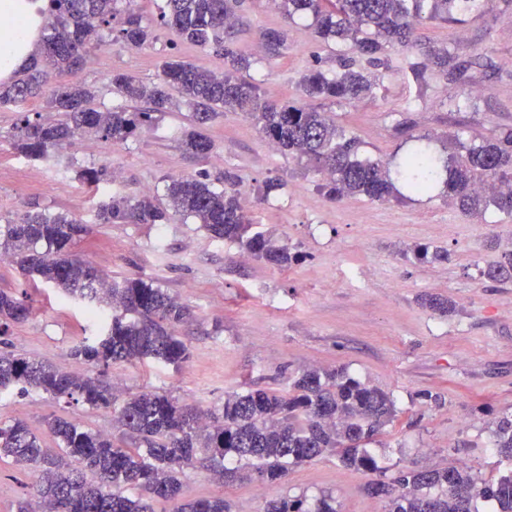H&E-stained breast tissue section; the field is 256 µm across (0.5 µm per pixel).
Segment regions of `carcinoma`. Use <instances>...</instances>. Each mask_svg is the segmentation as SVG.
Instances as JSON below:
<instances>
[{"label":"carcinoma","instance_id":"obj_1","mask_svg":"<svg viewBox=\"0 0 512 512\" xmlns=\"http://www.w3.org/2000/svg\"><path fill=\"white\" fill-rule=\"evenodd\" d=\"M285 20L311 18L316 40L358 52L373 64L386 47L406 46L415 24L438 23L460 14L483 11L486 0H271ZM240 0H165L161 21L187 42L224 56V73L182 60L165 62L157 81L144 83L114 71L110 83L123 97L144 107L129 111L115 105L105 111L90 107L92 87L66 82L85 60L88 46L111 27L112 42L143 49L157 39L155 29L134 8V0H42L39 17L47 19L23 76L0 82V106L16 105L46 93L58 118L23 115L12 136V148L25 156L46 159L68 146L80 132L124 143L137 129L172 111L170 90L191 109L190 127L180 137L192 156H206L214 143L201 127L226 112H239L258 128L262 138L284 155L313 164L326 180L322 189L332 199L365 197L385 201L400 194L388 163L358 157L359 142L346 137L336 117L315 102L353 104L370 93L371 83L346 56L330 74L318 68L302 79V100L283 102L261 95L246 79L251 62L234 48L240 29ZM287 40L279 29L261 32L265 54L273 57ZM454 152L442 155L422 143L404 155L396 174L413 196L436 186L461 212L481 213L489 207L512 215V134L468 142L454 136ZM237 177L224 173V185L209 175L166 179L167 206L149 192L118 193L100 206V224H163L175 216L193 218L210 237L237 245L240 255L286 269L301 256L260 231L242 206ZM88 233L82 220L66 214L27 211L0 224V253L35 285H45L85 303L98 312L88 318L101 325L71 348L83 364L104 369L115 363L146 360L181 368L190 349L176 328L192 319L178 298L141 278L108 280L74 251ZM482 275L493 282L512 280V249ZM426 308L456 311L451 300L421 298ZM27 300L0 292V335L25 320ZM37 392L66 404L81 402L112 410V436L55 417L49 422L57 447L45 446L26 422L0 421V460L34 478L32 498L18 512H153L150 504L125 494L142 487L158 499L175 502L182 495L188 468L206 467L224 481L232 459L251 469L260 481L282 483L288 468L338 452L339 461L355 470L376 472L378 495L386 512H423L431 502L436 512H512V473L495 481L476 477L464 463L403 473L394 479L362 448L395 417L394 403L383 390L360 383L347 371L316 368L304 371L287 393L269 390L232 392L214 412L181 403L166 392L144 389L119 399L112 386L83 372L63 370L34 357L0 353V396ZM499 456L512 461V418L502 417L491 429ZM173 512H229L224 497L201 498L178 505ZM265 512H339L336 498L323 494L282 497L266 503Z\"/></svg>","mask_w":512,"mask_h":512}]
</instances>
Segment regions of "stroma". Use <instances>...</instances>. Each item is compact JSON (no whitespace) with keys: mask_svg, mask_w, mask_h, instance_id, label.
I'll return each instance as SVG.
<instances>
[{"mask_svg":"<svg viewBox=\"0 0 512 512\" xmlns=\"http://www.w3.org/2000/svg\"><path fill=\"white\" fill-rule=\"evenodd\" d=\"M163 6L164 0H137L145 22L155 28L153 47L131 50L113 43L107 32L92 50L78 78L94 88L95 106L120 103L109 82L112 72L149 82L173 55L223 71L222 56L183 41L163 24ZM240 14L244 27L235 46L253 59L249 75L267 96L299 99L308 69L337 70L334 49L315 40L307 22L288 26L287 50L270 58L259 51L256 34L283 26L280 13L266 0H244ZM447 45L455 46L472 77L473 103L464 112L439 104L457 87L437 70H429L425 87L400 67L422 49ZM352 60L371 74L369 95L352 106L328 102L324 109L358 138L366 155H402L409 135L430 137L439 148L456 134L479 141L512 131V0H489L481 14L461 21L422 22L415 43L388 49L376 66L357 54ZM35 112L46 120L53 116L42 98L0 107V219L28 210L80 217L92 227L76 246L82 259L112 278L153 282L193 313L179 329L191 352L182 369L122 363L105 370L88 365L85 373L103 375L123 397L147 387L214 411L226 393L285 392L304 370L342 365L395 403L393 423L368 445L388 477L451 461L465 462L489 480L512 471L490 433L496 418L512 417V282H492L482 274L500 259L501 245L512 241V215L493 209L468 215L436 193L404 201L328 200L323 175L270 150L256 127L235 112L204 127L215 145L212 154H185L178 141L189 123L183 105L142 125L125 143L81 134L52 158H28L11 148L10 138L20 116ZM85 167L120 171L121 180L89 187L78 176ZM227 170L237 174L241 201L262 229L302 253L299 264L280 270L240 260L235 244L210 238L190 219L153 227L95 219L98 206L115 193L147 185L161 197L172 174L216 177ZM270 180L280 186L268 194L264 184ZM418 245L448 250L450 259L416 260L412 250ZM0 290L28 292L32 305L25 321L0 335V351L75 368L70 349L81 334L83 306L63 301L54 288L31 290L11 264L0 266ZM426 294L453 300L456 313L425 308ZM55 416L113 431L108 410L39 394L0 398V421L24 420L50 447L55 440L48 422ZM182 481L184 500L221 496L230 512H263L272 499L311 500L323 493L335 497L341 512H384L386 506L385 499L368 494L365 474L332 453L292 467L282 484L253 477L220 484L201 468L186 470Z\"/></svg>","mask_w":512,"mask_h":512,"instance_id":"35a3bbf8","label":"stroma"}]
</instances>
